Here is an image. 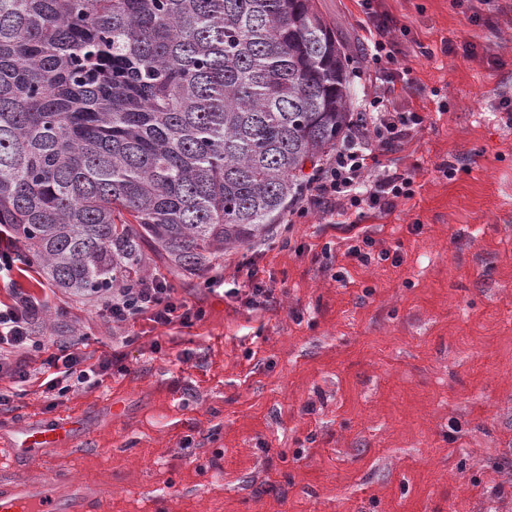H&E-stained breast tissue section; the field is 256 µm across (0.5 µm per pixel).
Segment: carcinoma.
<instances>
[{
    "label": "carcinoma",
    "instance_id": "1",
    "mask_svg": "<svg viewBox=\"0 0 512 512\" xmlns=\"http://www.w3.org/2000/svg\"><path fill=\"white\" fill-rule=\"evenodd\" d=\"M314 0H0V227L74 296L268 234L352 116Z\"/></svg>",
    "mask_w": 512,
    "mask_h": 512
}]
</instances>
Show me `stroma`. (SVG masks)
<instances>
[{
    "instance_id": "35a3bbf8",
    "label": "stroma",
    "mask_w": 512,
    "mask_h": 512,
    "mask_svg": "<svg viewBox=\"0 0 512 512\" xmlns=\"http://www.w3.org/2000/svg\"><path fill=\"white\" fill-rule=\"evenodd\" d=\"M376 2L409 28L392 101L425 122L382 162L412 173L414 197L309 210L194 275L147 254L205 311L181 330L113 324L31 269L0 282V302L45 298V343L80 337L126 366L61 403L32 387L0 408V477L16 458L2 433L70 415L77 446L43 467L97 486L101 512H512V0ZM316 6L352 49L358 111L376 33L361 0ZM356 233L368 262L348 255ZM251 268L267 308L209 291Z\"/></svg>"
}]
</instances>
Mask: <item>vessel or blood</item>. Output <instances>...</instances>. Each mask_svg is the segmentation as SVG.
I'll return each mask as SVG.
<instances>
[{"label": "vessel or blood", "mask_w": 512, "mask_h": 512, "mask_svg": "<svg viewBox=\"0 0 512 512\" xmlns=\"http://www.w3.org/2000/svg\"><path fill=\"white\" fill-rule=\"evenodd\" d=\"M79 426L63 415L47 424L16 428L20 452L13 473L0 479V512H95L102 495L90 485L65 479L51 471L31 473V462L77 437Z\"/></svg>", "instance_id": "obj_1"}]
</instances>
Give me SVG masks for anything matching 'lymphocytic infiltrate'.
<instances>
[{
    "mask_svg": "<svg viewBox=\"0 0 512 512\" xmlns=\"http://www.w3.org/2000/svg\"><path fill=\"white\" fill-rule=\"evenodd\" d=\"M377 38L369 51L374 81L381 90L362 100L360 111L346 130L343 144L308 178L310 200L325 209H370L386 212L401 199L412 198V176L380 166L383 152L409 142L424 122L415 112L396 111L390 100L400 73L395 67L398 45L392 39L394 18L371 10L372 0H363ZM42 299L25 292L15 293L10 304L0 307V376L12 380L16 390L37 383L43 393L58 402L72 388L101 386L107 377L125 372L121 353L96 358L84 351L79 341L46 345L35 335V325L45 311ZM115 323L145 317L155 325L186 327L204 316L175 298L163 281L149 278L132 288H116L101 307ZM44 356L42 377L28 369L29 352Z\"/></svg>",
    "mask_w": 512,
    "mask_h": 512,
    "instance_id": "f902f5d3",
    "label": "lymphocytic infiltrate"
}]
</instances>
